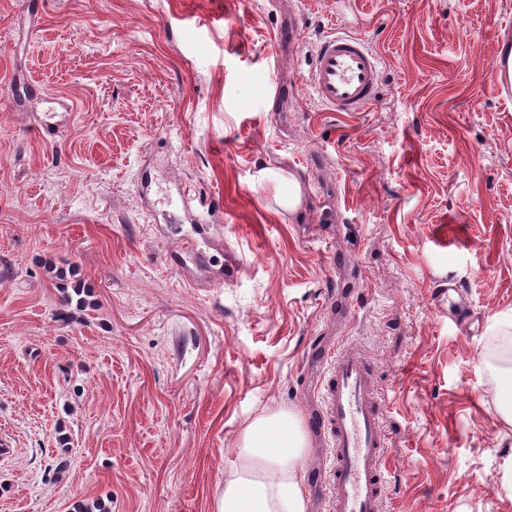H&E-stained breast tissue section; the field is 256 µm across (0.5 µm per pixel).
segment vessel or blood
Returning a JSON list of instances; mask_svg holds the SVG:
<instances>
[{
	"label": "vessel or blood",
	"instance_id": "b4317fda",
	"mask_svg": "<svg viewBox=\"0 0 512 512\" xmlns=\"http://www.w3.org/2000/svg\"><path fill=\"white\" fill-rule=\"evenodd\" d=\"M310 84L331 112H361L376 100L379 60L356 34L326 39L316 52ZM322 423L333 443L329 473L332 512H381L384 442L367 365L339 352L322 385Z\"/></svg>",
	"mask_w": 512,
	"mask_h": 512
}]
</instances>
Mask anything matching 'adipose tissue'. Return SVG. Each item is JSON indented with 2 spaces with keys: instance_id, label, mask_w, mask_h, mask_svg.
Returning <instances> with one entry per match:
<instances>
[{
  "instance_id": "ef3b65f1",
  "label": "adipose tissue",
  "mask_w": 512,
  "mask_h": 512,
  "mask_svg": "<svg viewBox=\"0 0 512 512\" xmlns=\"http://www.w3.org/2000/svg\"><path fill=\"white\" fill-rule=\"evenodd\" d=\"M244 463L226 480L215 512H307L299 473L306 451L300 418L291 412L254 419L246 428Z\"/></svg>"
}]
</instances>
